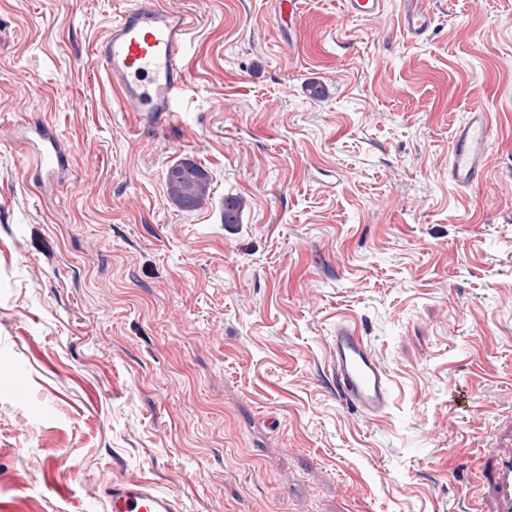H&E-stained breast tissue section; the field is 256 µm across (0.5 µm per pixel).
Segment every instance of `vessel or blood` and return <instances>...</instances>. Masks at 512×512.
<instances>
[{
    "mask_svg": "<svg viewBox=\"0 0 512 512\" xmlns=\"http://www.w3.org/2000/svg\"><path fill=\"white\" fill-rule=\"evenodd\" d=\"M432 20L429 0H404L400 22L407 37L423 38ZM193 24L189 12L170 7L165 0H134L97 39L92 62L111 87L120 111L158 124L179 111L188 83L187 35ZM491 137L488 114L479 108L471 109L456 127L448 177L457 187L465 189L478 180ZM24 145L41 170L50 172L65 162L60 134L52 125L31 128ZM330 360L336 387L351 407L373 418L386 413L389 377L358 329L337 326ZM483 474L490 512H512V448L491 454ZM106 495L110 512H175L169 495L139 481L112 482Z\"/></svg>",
    "mask_w": 512,
    "mask_h": 512,
    "instance_id": "b4317fda",
    "label": "vessel or blood"
}]
</instances>
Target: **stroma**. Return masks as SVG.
<instances>
[{
    "label": "stroma",
    "instance_id": "obj_1",
    "mask_svg": "<svg viewBox=\"0 0 512 512\" xmlns=\"http://www.w3.org/2000/svg\"><path fill=\"white\" fill-rule=\"evenodd\" d=\"M129 2L0 0V512H109L104 471L176 512H469L512 442V0H432L417 42L401 0H297L292 25L276 0H168L195 26L165 126L90 60ZM476 105L492 144L461 190ZM37 121L69 150L52 183ZM181 159L211 178L191 212ZM341 320L393 383L383 417L336 393ZM384 0H345V10L353 17L368 18L380 13ZM488 113L471 109L454 131L448 177L459 188L474 184L481 173V163L491 143ZM25 148L37 158V165L47 173L59 168L65 162L58 130L49 124H39L25 136ZM165 183L168 197L182 210H194L209 199V175L193 161L180 160L168 166Z\"/></svg>",
    "mask_w": 512,
    "mask_h": 512
}]
</instances>
